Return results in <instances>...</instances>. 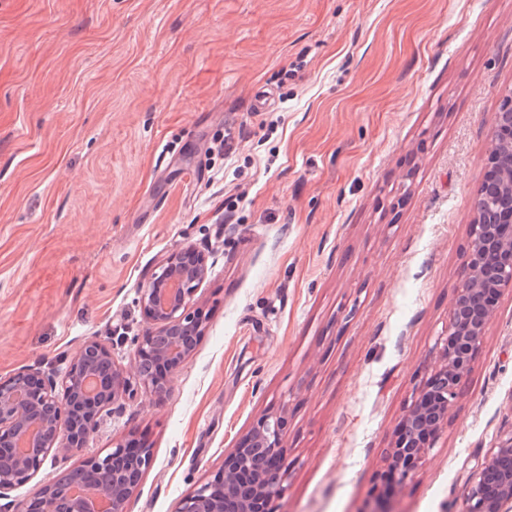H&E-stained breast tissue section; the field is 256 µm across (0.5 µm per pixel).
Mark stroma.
I'll return each instance as SVG.
<instances>
[{"label":"stroma","mask_w":512,"mask_h":512,"mask_svg":"<svg viewBox=\"0 0 512 512\" xmlns=\"http://www.w3.org/2000/svg\"><path fill=\"white\" fill-rule=\"evenodd\" d=\"M509 90L512 0H0V377L64 373L91 336L129 366L140 285L187 247L209 268L164 399L17 497L134 438L154 463L129 512H175L284 408L278 512H359L440 362ZM511 433L507 288L396 512H463Z\"/></svg>","instance_id":"35a3bbf8"}]
</instances>
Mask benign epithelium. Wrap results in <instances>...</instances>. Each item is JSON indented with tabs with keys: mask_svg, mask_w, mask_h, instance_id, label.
<instances>
[{
	"mask_svg": "<svg viewBox=\"0 0 512 512\" xmlns=\"http://www.w3.org/2000/svg\"><path fill=\"white\" fill-rule=\"evenodd\" d=\"M485 161L512 170V141L492 140ZM473 240L456 287L448 327L439 338L442 363L423 378L389 450V476L398 487L411 481L461 396L495 300L512 287V180L495 203V216L481 223L473 205ZM208 274L203 257L191 262L173 252L139 288V303L150 331L135 340L131 369L116 365L110 346L98 337L84 340L62 375L23 368L0 378V500L12 512H127L151 468L148 448L113 444L82 465L92 488L68 490L73 470L58 472L30 499L11 493L34 479L48 458L86 446L108 414L137 395V388L162 399L169 382L193 351L203 318L191 310ZM35 431L32 447L18 453L20 440ZM288 412L263 415L233 449L213 480L182 498L176 512H275L288 483ZM464 512H512V433L490 458L477 465L467 483Z\"/></svg>",
	"mask_w": 512,
	"mask_h": 512,
	"instance_id": "obj_1",
	"label": "benign epithelium"
}]
</instances>
